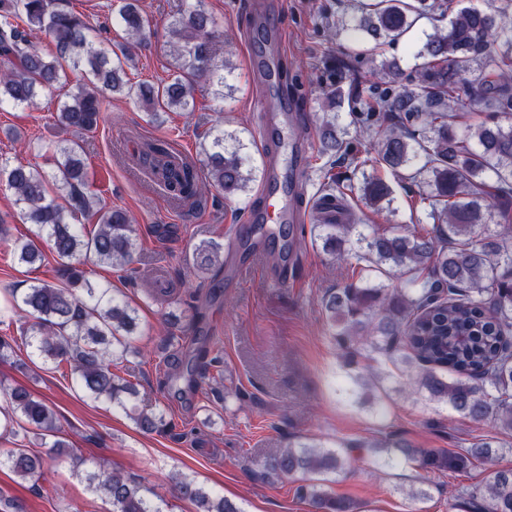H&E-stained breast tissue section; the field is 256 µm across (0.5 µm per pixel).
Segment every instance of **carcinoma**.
Wrapping results in <instances>:
<instances>
[{
	"mask_svg": "<svg viewBox=\"0 0 512 512\" xmlns=\"http://www.w3.org/2000/svg\"><path fill=\"white\" fill-rule=\"evenodd\" d=\"M496 13L463 7L454 0H364L359 27L375 40L389 43L406 36L422 18L453 13L444 27L426 34L414 54L410 86L396 91L386 75L399 71L396 62H383L372 73L377 79L366 90L367 111L351 113V123L375 139L374 150L359 153L337 135L335 109L345 94L343 82L354 70L355 52L336 60L335 87L324 105L320 125L321 156L350 161L362 173L360 187L341 184L326 171L328 193L322 205L347 193L380 209L391 201L392 189L380 175L385 170L425 187L420 199L428 203L429 229L394 233L375 230L354 234L356 225L321 221L314 225L323 250L344 263L353 256L364 262V276L329 291L323 308L341 350L340 368L354 384L356 355L378 363L399 362L415 389L429 402L444 405L474 421H495V432L467 448L447 454L414 448L391 434L382 451L386 464L415 462L432 472H459L477 461L492 462L505 449L502 436L512 435V0ZM116 14L128 39L141 44L151 25L138 0H120ZM48 34L55 46L46 57L32 42V33ZM173 73L161 85H133L124 80L128 47L105 49L83 16L68 0H0V107L31 106L40 94L58 93L63 101L57 122L76 133L95 129L101 118L100 89L136 97L152 120L162 113L193 111L195 83L205 79L224 100V70L230 60L221 53L226 39L204 0H194L170 27ZM483 68L473 78L471 64ZM491 110L494 124L485 121L457 132L458 105L463 98ZM243 143L222 130L212 135L202 164L208 181L224 198H236L255 180L243 171ZM56 174L37 168L0 164V175L14 191L16 204L28 222L39 227L62 261L58 282H38L12 296L14 307L32 318L24 330L29 345L44 361L63 366L95 399L124 405L137 396L136 383L112 372L137 334V310L114 296L109 287L93 285L82 268L87 255L112 267L133 261L137 238L127 211L98 205L86 179L76 143L54 147ZM142 162L167 194L185 204L201 201L204 191L197 164L175 161L170 143L151 146ZM338 194H333L332 190ZM96 217L88 231L76 224L80 216ZM18 260L34 265L43 253L32 241L17 246ZM196 271L205 276L224 264L221 248L212 241L195 246ZM404 281L388 289L379 276ZM136 424L152 433L167 426L165 415L140 411ZM53 432L56 414L44 399L24 388L8 391L0 408V430L13 437L18 430ZM366 448L346 442L334 448L300 444L274 448L266 469L278 476L298 472L343 474L353 452ZM10 466L23 480L38 477L44 458L27 448H0V467ZM85 478L112 505V512H166L167 503L153 491L117 472L87 470ZM178 495L196 504L197 512H238L228 500L216 498L192 479L175 481ZM315 512H354L350 501L332 496L324 480L299 488ZM470 512H512V468L495 470L482 486L467 494Z\"/></svg>",
	"mask_w": 512,
	"mask_h": 512,
	"instance_id": "1",
	"label": "carcinoma"
}]
</instances>
